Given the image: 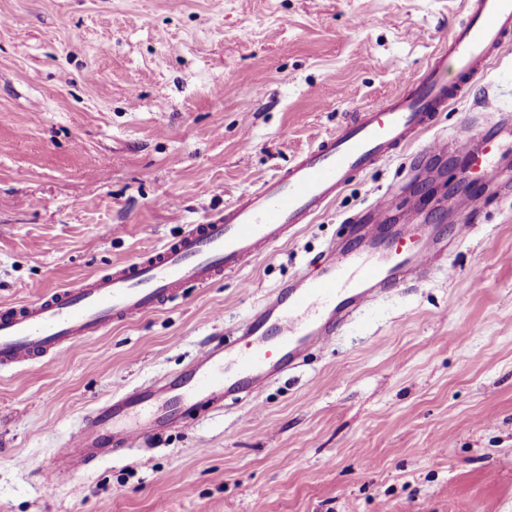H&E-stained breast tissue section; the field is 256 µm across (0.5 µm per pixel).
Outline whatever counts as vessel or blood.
Returning <instances> with one entry per match:
<instances>
[{
	"label": "vessel or blood",
	"mask_w": 512,
	"mask_h": 512,
	"mask_svg": "<svg viewBox=\"0 0 512 512\" xmlns=\"http://www.w3.org/2000/svg\"><path fill=\"white\" fill-rule=\"evenodd\" d=\"M511 43L512 0H467L466 19L452 29L447 47L408 91L356 113L223 214L189 225L175 241L111 271L1 307L0 369L42 361L78 340L103 335L112 325L160 309L180 289L208 286L256 260L298 225L311 223L353 173L413 143L437 113L465 95L466 81L483 74L492 57ZM497 149L495 139L487 138L467 153V167L476 171L478 181L498 179ZM368 216V224L357 227L359 245L340 256L324 255L315 272L294 276L261 304L240 333L246 351L212 341L179 377L113 393L57 450L49 482L111 456L114 448L136 447L152 432L181 423L199 401L223 411L225 400L251 395L273 375L299 365L310 350L328 344L353 312L395 284L432 272L444 247L406 254L393 242L377 250L367 227L389 223L385 198L369 205Z\"/></svg>",
	"instance_id": "b4317fda"
}]
</instances>
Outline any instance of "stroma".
I'll return each mask as SVG.
<instances>
[{
	"instance_id": "obj_1",
	"label": "stroma",
	"mask_w": 512,
	"mask_h": 512,
	"mask_svg": "<svg viewBox=\"0 0 512 512\" xmlns=\"http://www.w3.org/2000/svg\"><path fill=\"white\" fill-rule=\"evenodd\" d=\"M465 0H0V305L179 237L384 103L447 45ZM512 44L433 128L312 223L161 309L0 370V512H512V193L467 185ZM448 139L439 161L429 143ZM476 214L453 208L463 186ZM388 196L443 265L367 305L304 364L44 487L113 389L234 341L350 217ZM469 223L454 238L453 228Z\"/></svg>"
}]
</instances>
